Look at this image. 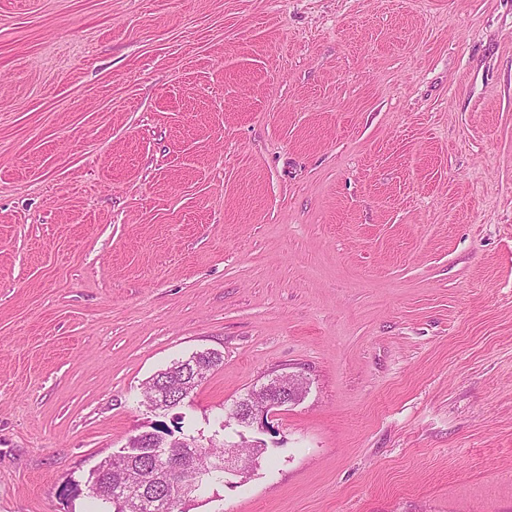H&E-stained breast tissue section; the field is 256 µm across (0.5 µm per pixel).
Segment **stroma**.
<instances>
[{"label": "stroma", "instance_id": "stroma-1", "mask_svg": "<svg viewBox=\"0 0 512 512\" xmlns=\"http://www.w3.org/2000/svg\"><path fill=\"white\" fill-rule=\"evenodd\" d=\"M203 350L275 454L187 512H512V0H0V512ZM276 380V389L272 393H268L267 399L258 409L245 400L236 410V413L229 415L228 418H233L237 422L245 420L246 424L253 421H259L262 425H265V422L269 424L268 417L271 418L272 408L296 403L306 392L305 383L303 389L300 385V382L306 381L301 374L288 373V386L281 382L279 376L276 377Z\"/></svg>", "mask_w": 512, "mask_h": 512}]
</instances>
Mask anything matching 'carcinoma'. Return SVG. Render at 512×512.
I'll return each instance as SVG.
<instances>
[{
  "instance_id": "carcinoma-1",
  "label": "carcinoma",
  "mask_w": 512,
  "mask_h": 512,
  "mask_svg": "<svg viewBox=\"0 0 512 512\" xmlns=\"http://www.w3.org/2000/svg\"><path fill=\"white\" fill-rule=\"evenodd\" d=\"M223 356L213 351H202L192 354L185 360H178L168 368L156 373L147 383L144 389V398L147 405L155 410H168L171 408L169 401L162 399L161 392L170 396L183 392L189 394L194 387L189 385V379L195 371H200V379H205L206 374L220 366ZM172 431L163 423L155 426L153 432H143L130 438L128 445L116 456L102 460L98 468L106 470L107 479L94 481V474H89L86 481L88 495L112 510V512H131V507L112 500L108 491L112 487L113 480L117 479L130 484H138L143 478L157 469V460L154 455L157 448H183V452L190 455V464L184 471L183 481L187 489L180 500L192 501L202 497L211 487L222 485L233 476L226 472L228 462L227 454L234 453L242 459L253 463V467L242 471L238 478L246 480L254 471L262 466L267 459L269 449L253 446L244 441L239 445H226L214 440L203 444L200 439L191 434H185L180 438L167 439Z\"/></svg>"
}]
</instances>
